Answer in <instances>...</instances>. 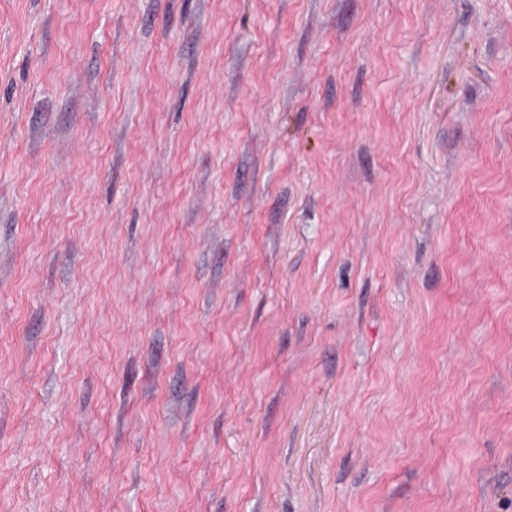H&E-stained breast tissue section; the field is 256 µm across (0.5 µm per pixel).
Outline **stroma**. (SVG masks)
<instances>
[{
	"instance_id": "1",
	"label": "stroma",
	"mask_w": 512,
	"mask_h": 512,
	"mask_svg": "<svg viewBox=\"0 0 512 512\" xmlns=\"http://www.w3.org/2000/svg\"><path fill=\"white\" fill-rule=\"evenodd\" d=\"M0 512H512V0H0Z\"/></svg>"
}]
</instances>
